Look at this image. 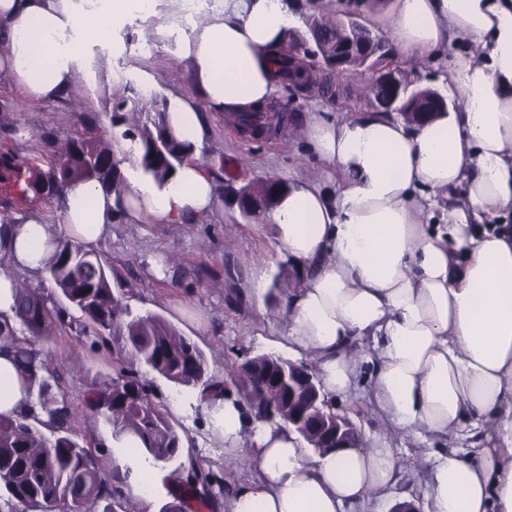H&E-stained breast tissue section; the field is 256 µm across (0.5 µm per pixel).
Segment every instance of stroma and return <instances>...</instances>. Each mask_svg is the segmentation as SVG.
Listing matches in <instances>:
<instances>
[{
    "label": "stroma",
    "mask_w": 512,
    "mask_h": 512,
    "mask_svg": "<svg viewBox=\"0 0 512 512\" xmlns=\"http://www.w3.org/2000/svg\"><path fill=\"white\" fill-rule=\"evenodd\" d=\"M182 0H154L150 14L131 20L114 35L97 32L87 37L91 52L109 64L77 79L81 111L60 101L30 99L9 77L0 75V129L13 130L8 144L20 157H39L35 137L45 130L59 135H78L86 116L98 119L107 130L105 96L116 75L161 96L194 92L190 67L156 41L150 54L140 53L138 43L157 29L177 28ZM365 78L356 76L341 83L334 93L315 84L306 90L283 85L269 109L276 120L271 133L252 137L219 113L208 115L210 136L206 147L216 162L214 172L218 207L211 218L193 224H132L121 220L97 247L112 270V287L132 310L159 316L180 334L196 342L206 355L208 372H223L245 358L260 354L287 356L276 329L284 308L283 284L294 283L298 272L289 264H269L268 228L263 218L244 216L230 201L231 189L259 178L288 180L305 175L322 181L327 168L295 137L297 118L317 115L343 118L366 111ZM281 288H273V281ZM119 337L103 340L79 336L75 330L56 327L49 338H32L48 371L65 392L71 410V427L93 445L95 456L111 457L99 447L107 427L90 418L83 408L85 393L109 380L116 364L140 369L131 357L116 361ZM336 412L350 419L363 440L392 448L401 469L399 481L386 494H374L354 512H393L402 503L425 512L428 501L429 462L448 447L470 453V439L435 436L422 429H400L382 415L364 392L333 399ZM182 457L194 458L200 468L218 480L223 495L253 476L252 469L229 470L224 451L214 442H191Z\"/></svg>",
    "instance_id": "obj_1"
}]
</instances>
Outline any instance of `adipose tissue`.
<instances>
[{
  "label": "adipose tissue",
  "instance_id": "ef3b65f1",
  "mask_svg": "<svg viewBox=\"0 0 512 512\" xmlns=\"http://www.w3.org/2000/svg\"><path fill=\"white\" fill-rule=\"evenodd\" d=\"M304 0H223L171 47L192 68L196 96H169L173 133L202 148L211 112L264 109L280 87L274 60L298 29ZM387 35L414 64L458 49L441 80L464 99L409 125L388 112L303 120L310 152L336 170L324 187L288 181L264 220L271 263L300 275L285 299L282 335L312 357L328 396L354 389L366 367L373 404L403 428L474 434L470 455L439 453L428 512H512V0H392ZM147 0H0V73L37 100L66 95L87 67L71 33L121 30ZM122 200L95 181L71 184L63 222L17 215L0 242V319L14 320L22 273L37 274L57 239L93 248L116 214L184 224L217 207L214 176L189 157L165 184L124 167ZM23 336L0 337V416L36 413L16 362ZM203 429L233 453L250 446L254 484L229 512H346L399 478L390 448L314 453L294 432L260 424L233 395H195ZM132 437L104 434L142 512L172 485L164 470L129 457Z\"/></svg>",
  "mask_w": 512,
  "mask_h": 512
}]
</instances>
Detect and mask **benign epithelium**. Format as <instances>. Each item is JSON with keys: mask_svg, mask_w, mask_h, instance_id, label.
Segmentation results:
<instances>
[{"mask_svg": "<svg viewBox=\"0 0 512 512\" xmlns=\"http://www.w3.org/2000/svg\"><path fill=\"white\" fill-rule=\"evenodd\" d=\"M391 0H339L336 25L319 30L316 38L327 57L336 60V70L369 76V104L381 112L415 116L420 120L448 109L440 92L417 86L418 75L398 61L391 44L366 23V14L379 9V3ZM306 391L309 408L298 409L288 417V427L300 436H315L318 448L362 446V437L353 423L337 413L327 414L332 406L323 392L318 375L308 366L288 363V397Z\"/></svg>", "mask_w": 512, "mask_h": 512, "instance_id": "1", "label": "benign epithelium"}]
</instances>
